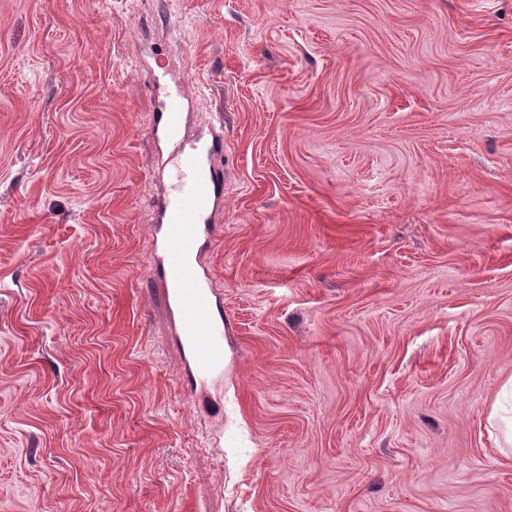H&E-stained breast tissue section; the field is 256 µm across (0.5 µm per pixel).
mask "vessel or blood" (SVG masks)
I'll use <instances>...</instances> for the list:
<instances>
[{
	"label": "vessel or blood",
	"instance_id": "1",
	"mask_svg": "<svg viewBox=\"0 0 512 512\" xmlns=\"http://www.w3.org/2000/svg\"><path fill=\"white\" fill-rule=\"evenodd\" d=\"M159 94L161 107L154 131L176 144L180 176L172 193L157 208L159 244L150 255L149 268L170 289L177 336L188 370L204 382L223 374L225 360L224 324L213 315L218 296L200 263L201 252L213 236L220 202L218 178L209 159L222 148L223 131L212 123L196 142L180 143L183 93L163 88Z\"/></svg>",
	"mask_w": 512,
	"mask_h": 512
}]
</instances>
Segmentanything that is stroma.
I'll use <instances>...</instances> for the list:
<instances>
[{
	"label": "stroma",
	"instance_id": "obj_1",
	"mask_svg": "<svg viewBox=\"0 0 512 512\" xmlns=\"http://www.w3.org/2000/svg\"><path fill=\"white\" fill-rule=\"evenodd\" d=\"M224 125L196 388L147 270ZM512 0H0V512H512Z\"/></svg>",
	"mask_w": 512,
	"mask_h": 512
}]
</instances>
